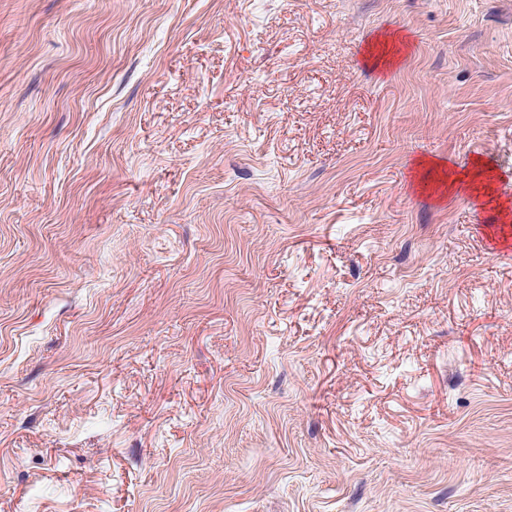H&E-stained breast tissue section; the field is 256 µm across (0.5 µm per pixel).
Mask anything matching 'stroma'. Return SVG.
<instances>
[{
    "label": "stroma",
    "instance_id": "1",
    "mask_svg": "<svg viewBox=\"0 0 512 512\" xmlns=\"http://www.w3.org/2000/svg\"><path fill=\"white\" fill-rule=\"evenodd\" d=\"M421 157L512 201V0H0V512H512V226ZM444 178L442 184L445 189L442 196L447 194L449 196L458 193H474L477 198L484 196L488 197L490 201L493 199L491 181L479 161L474 163V168L471 171L463 175L446 173Z\"/></svg>",
    "mask_w": 512,
    "mask_h": 512
}]
</instances>
